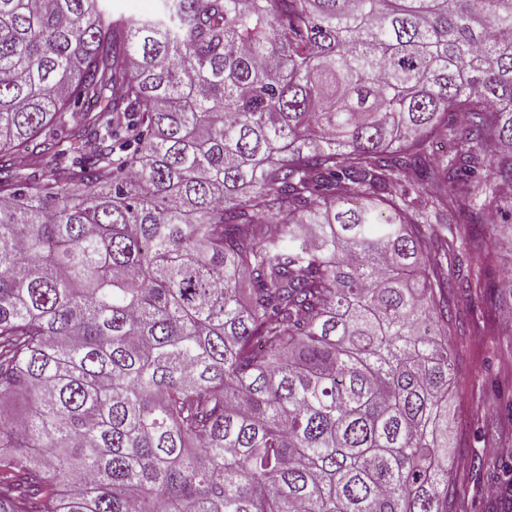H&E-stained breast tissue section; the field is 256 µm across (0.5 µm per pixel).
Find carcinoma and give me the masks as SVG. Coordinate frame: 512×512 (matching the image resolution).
<instances>
[{
    "instance_id": "carcinoma-1",
    "label": "carcinoma",
    "mask_w": 512,
    "mask_h": 512,
    "mask_svg": "<svg viewBox=\"0 0 512 512\" xmlns=\"http://www.w3.org/2000/svg\"><path fill=\"white\" fill-rule=\"evenodd\" d=\"M509 206L512 0H0V512H455ZM112 12L125 16L139 17L152 13L157 5V0H110Z\"/></svg>"
}]
</instances>
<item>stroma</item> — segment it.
Returning a JSON list of instances; mask_svg holds the SVG:
<instances>
[{
  "label": "stroma",
  "mask_w": 512,
  "mask_h": 512,
  "mask_svg": "<svg viewBox=\"0 0 512 512\" xmlns=\"http://www.w3.org/2000/svg\"><path fill=\"white\" fill-rule=\"evenodd\" d=\"M484 289L450 295L449 310L461 332L451 337L456 378L448 399V468L461 494L457 512H490L504 496L498 476L512 464V413L498 406L497 393L512 392V331L501 328L512 293L497 302Z\"/></svg>",
  "instance_id": "obj_1"
}]
</instances>
